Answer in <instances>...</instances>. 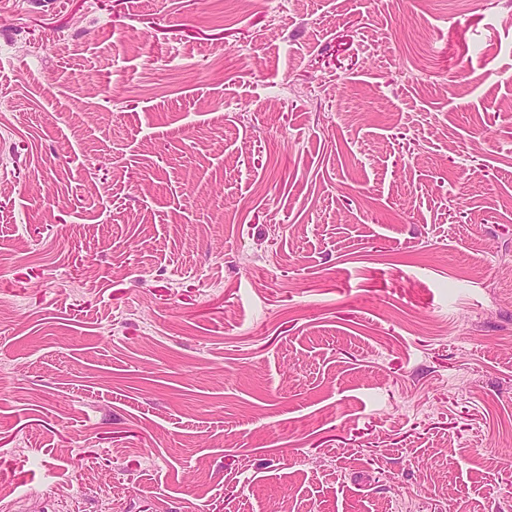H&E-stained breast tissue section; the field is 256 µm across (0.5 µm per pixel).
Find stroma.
Listing matches in <instances>:
<instances>
[{"mask_svg": "<svg viewBox=\"0 0 512 512\" xmlns=\"http://www.w3.org/2000/svg\"><path fill=\"white\" fill-rule=\"evenodd\" d=\"M512 512V0H0V512Z\"/></svg>", "mask_w": 512, "mask_h": 512, "instance_id": "35a3bbf8", "label": "stroma"}]
</instances>
